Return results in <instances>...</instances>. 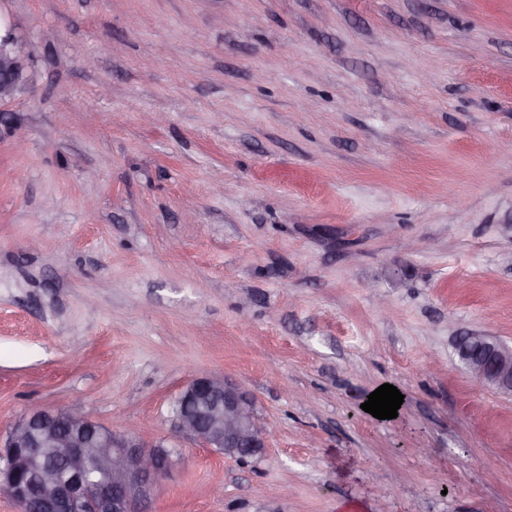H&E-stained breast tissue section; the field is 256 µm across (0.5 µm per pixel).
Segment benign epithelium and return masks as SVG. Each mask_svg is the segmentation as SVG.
I'll return each instance as SVG.
<instances>
[{"label": "benign epithelium", "instance_id": "benign-epithelium-1", "mask_svg": "<svg viewBox=\"0 0 512 512\" xmlns=\"http://www.w3.org/2000/svg\"><path fill=\"white\" fill-rule=\"evenodd\" d=\"M11 30L0 33V102L25 81V65L14 50ZM459 359L474 380L512 394V347L486 334L456 337ZM179 433L227 455L249 458L265 448L247 392L221 377L200 376L180 393L175 410ZM1 448L12 452L0 465V490L17 512H141L157 481L173 464V450L120 435L71 409L37 411L15 422ZM54 448L67 462L63 474L44 464L42 449ZM95 455L101 477L90 483L84 472L87 451ZM27 469L35 479L26 486L10 474Z\"/></svg>", "mask_w": 512, "mask_h": 512}]
</instances>
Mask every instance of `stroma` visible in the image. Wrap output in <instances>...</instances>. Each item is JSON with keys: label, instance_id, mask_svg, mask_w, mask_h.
<instances>
[{"label": "stroma", "instance_id": "1", "mask_svg": "<svg viewBox=\"0 0 512 512\" xmlns=\"http://www.w3.org/2000/svg\"><path fill=\"white\" fill-rule=\"evenodd\" d=\"M0 433L178 447L148 512H512V0H0ZM266 448L178 433L196 377ZM393 419L363 411L383 384ZM497 474L487 478L485 464ZM10 29L2 34L0 24V102L11 97L25 81V65L14 50ZM456 350L477 383L512 394V347L486 334L464 333L456 337Z\"/></svg>", "mask_w": 512, "mask_h": 512}]
</instances>
